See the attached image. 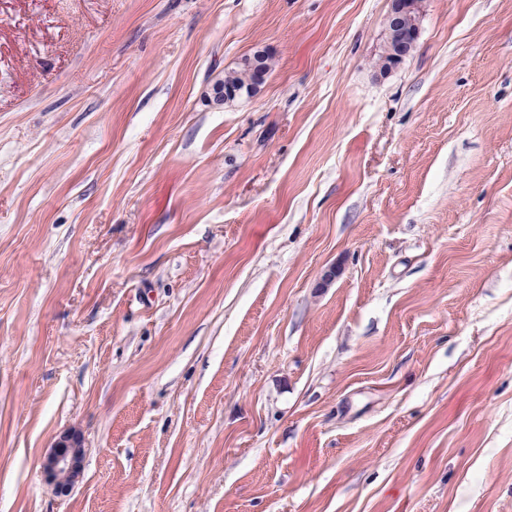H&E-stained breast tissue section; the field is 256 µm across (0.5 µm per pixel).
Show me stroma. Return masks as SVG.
Returning a JSON list of instances; mask_svg holds the SVG:
<instances>
[{
  "mask_svg": "<svg viewBox=\"0 0 512 512\" xmlns=\"http://www.w3.org/2000/svg\"><path fill=\"white\" fill-rule=\"evenodd\" d=\"M388 8L0 0V512H512V0ZM421 0H390L386 20V39L380 72L386 73L399 65L415 48L421 22ZM83 450L76 430L64 433L43 458L41 469L55 482L57 493L66 495L81 473Z\"/></svg>",
  "mask_w": 512,
  "mask_h": 512,
  "instance_id": "1",
  "label": "stroma"
}]
</instances>
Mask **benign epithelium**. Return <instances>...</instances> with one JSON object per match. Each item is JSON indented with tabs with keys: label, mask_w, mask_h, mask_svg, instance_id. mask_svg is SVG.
<instances>
[{
	"label": "benign epithelium",
	"mask_w": 512,
	"mask_h": 512,
	"mask_svg": "<svg viewBox=\"0 0 512 512\" xmlns=\"http://www.w3.org/2000/svg\"><path fill=\"white\" fill-rule=\"evenodd\" d=\"M421 22V0H390L386 39L381 67L386 73L399 65L415 48ZM83 450L77 431L64 433L43 458L41 469L55 482L57 493L65 495L81 473Z\"/></svg>",
	"instance_id": "obj_1"
}]
</instances>
